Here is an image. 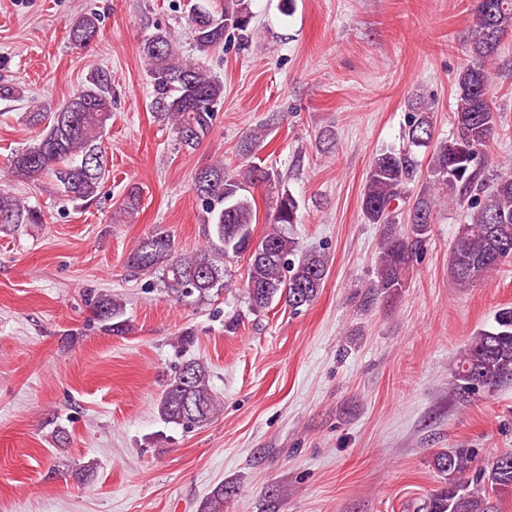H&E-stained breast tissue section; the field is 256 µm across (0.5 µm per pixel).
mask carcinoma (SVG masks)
<instances>
[{"mask_svg":"<svg viewBox=\"0 0 512 512\" xmlns=\"http://www.w3.org/2000/svg\"><path fill=\"white\" fill-rule=\"evenodd\" d=\"M476 30L470 61L457 73L456 133L434 140L433 117L421 109L405 131L415 147L433 146L428 179L419 187L407 211L403 231L399 202L414 180L416 163L411 152L384 151L374 157L361 193V209L371 224L381 226L376 257L377 287L393 291L404 285L405 273L426 240L437 209L467 208L468 223L461 225L452 244L449 269L462 288L487 280L505 262L512 261V174L490 180L477 164L498 127L490 102L494 64L504 36L512 30V0H477ZM252 15L244 0H195L188 28L197 51L205 56L224 47L226 31L247 39ZM99 16L87 13L69 31L70 44L89 51L98 37ZM152 86L151 111L186 150L196 149L209 134L215 107L224 99V83L198 59L183 56L179 43L166 30H157L140 47ZM29 124L42 127L38 138L17 150L10 160V176L35 182L51 176L58 191L75 205L94 199L107 165L100 144L112 119V76L94 67L70 99L54 112L38 110L26 115ZM262 129L239 146L246 158L264 141ZM275 195L269 230L259 240L252 225L257 212L253 192ZM193 189L205 216L208 248L195 254L176 251L171 235L157 230L142 238L129 252L126 266L137 275L161 274V282L174 297L196 303L219 296L224 280V258L248 256L246 292L251 310L259 312L282 300L297 311L316 298L327 275V259L302 251L286 227L299 221L296 198L269 169L255 163L234 174L219 159L196 171ZM142 191L130 187L121 211L132 215L141 207ZM42 211L28 206L13 193L0 189V226L42 224ZM94 318L104 331L121 335L128 330L125 303L117 295L90 298ZM495 325L473 337L468 352L453 372L454 396L462 402L482 389L512 383V307L500 309ZM159 418L185 428L203 427L216 416L218 402L208 367L189 362L170 380L156 404ZM434 465L444 487L430 499L428 512H495L493 500L512 495V448L501 449L491 460L477 465L468 448H452L436 455ZM202 512H224V486L206 498Z\"/></svg>","mask_w":512,"mask_h":512,"instance_id":"cac0c4a2","label":"carcinoma"}]
</instances>
